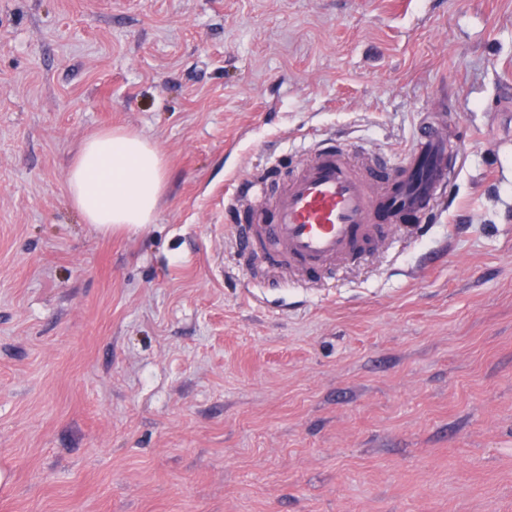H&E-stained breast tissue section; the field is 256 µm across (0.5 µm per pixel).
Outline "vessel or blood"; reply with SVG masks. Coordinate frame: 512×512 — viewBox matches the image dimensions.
Wrapping results in <instances>:
<instances>
[{
  "instance_id": "vessel-or-blood-1",
  "label": "vessel or blood",
  "mask_w": 512,
  "mask_h": 512,
  "mask_svg": "<svg viewBox=\"0 0 512 512\" xmlns=\"http://www.w3.org/2000/svg\"><path fill=\"white\" fill-rule=\"evenodd\" d=\"M461 165L449 160L448 140L435 129L422 130L376 179L369 165H357L342 148L319 145L276 193L267 181L253 180L244 195L252 206L244 207V197L230 204L237 248L271 266L333 271L396 225L427 223Z\"/></svg>"
}]
</instances>
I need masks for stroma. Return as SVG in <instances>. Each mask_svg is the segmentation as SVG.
<instances>
[{"label":"stroma","mask_w":512,"mask_h":512,"mask_svg":"<svg viewBox=\"0 0 512 512\" xmlns=\"http://www.w3.org/2000/svg\"><path fill=\"white\" fill-rule=\"evenodd\" d=\"M512 0H0V512H512ZM465 163L423 234L250 260L225 196L312 146ZM153 224L67 201L105 128ZM160 148L138 134L107 129L82 144L68 175V201L86 224L108 234L152 224L163 190Z\"/></svg>","instance_id":"1"}]
</instances>
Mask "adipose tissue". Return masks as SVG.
Wrapping results in <instances>:
<instances>
[{
    "label": "adipose tissue",
    "mask_w": 512,
    "mask_h": 512,
    "mask_svg": "<svg viewBox=\"0 0 512 512\" xmlns=\"http://www.w3.org/2000/svg\"><path fill=\"white\" fill-rule=\"evenodd\" d=\"M160 148L138 134L107 129L82 144L68 175V201L85 223L108 234L152 224L163 190Z\"/></svg>",
    "instance_id": "1"
}]
</instances>
